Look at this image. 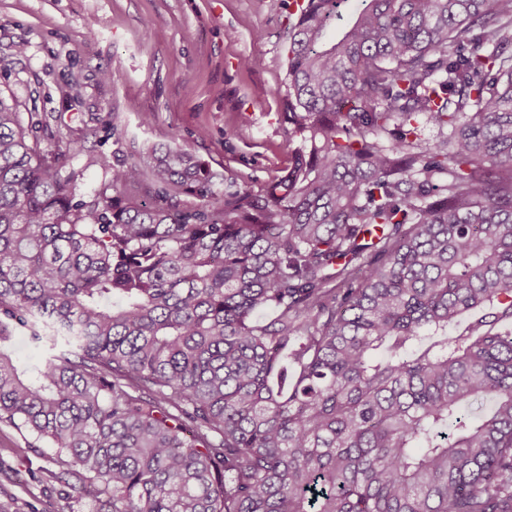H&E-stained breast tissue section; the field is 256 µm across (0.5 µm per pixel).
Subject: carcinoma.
I'll return each instance as SVG.
<instances>
[{"instance_id": "cac0c4a2", "label": "carcinoma", "mask_w": 512, "mask_h": 512, "mask_svg": "<svg viewBox=\"0 0 512 512\" xmlns=\"http://www.w3.org/2000/svg\"><path fill=\"white\" fill-rule=\"evenodd\" d=\"M348 2L288 27L256 192L175 146L78 200L0 95V419L90 512H512V0H356L328 37ZM25 335L19 334L15 342V355L19 362L29 368L40 366L46 359V352L42 348H37L28 343L23 337Z\"/></svg>"}]
</instances>
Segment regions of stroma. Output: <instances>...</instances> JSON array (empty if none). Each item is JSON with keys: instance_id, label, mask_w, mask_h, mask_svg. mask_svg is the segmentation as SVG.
Returning a JSON list of instances; mask_svg holds the SVG:
<instances>
[{"instance_id": "stroma-1", "label": "stroma", "mask_w": 512, "mask_h": 512, "mask_svg": "<svg viewBox=\"0 0 512 512\" xmlns=\"http://www.w3.org/2000/svg\"><path fill=\"white\" fill-rule=\"evenodd\" d=\"M293 0H0V94L44 126L75 195L92 194L115 158L179 145L220 177L259 189L292 145L283 116ZM257 57L261 66L243 61ZM112 80H104L103 72ZM52 453L0 421V503L89 512L76 481H36Z\"/></svg>"}]
</instances>
